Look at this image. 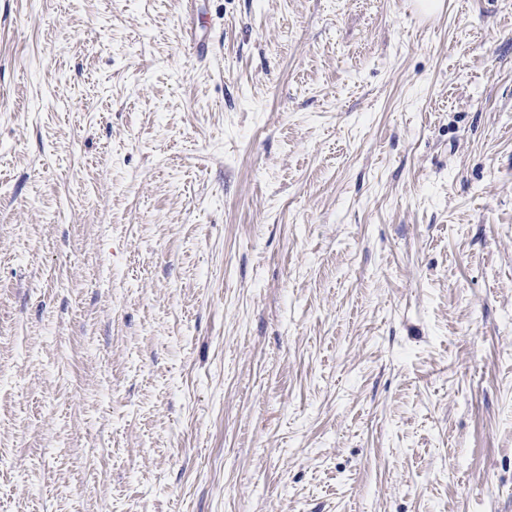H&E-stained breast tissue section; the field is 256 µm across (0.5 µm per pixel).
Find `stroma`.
Segmentation results:
<instances>
[{"label": "stroma", "instance_id": "obj_1", "mask_svg": "<svg viewBox=\"0 0 512 512\" xmlns=\"http://www.w3.org/2000/svg\"><path fill=\"white\" fill-rule=\"evenodd\" d=\"M0 512H512V0H0Z\"/></svg>", "mask_w": 512, "mask_h": 512}]
</instances>
